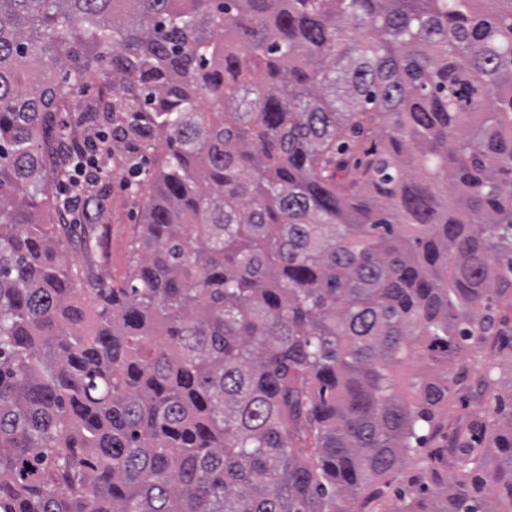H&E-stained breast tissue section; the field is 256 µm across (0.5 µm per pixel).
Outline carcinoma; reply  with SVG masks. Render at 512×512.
I'll return each mask as SVG.
<instances>
[{"mask_svg": "<svg viewBox=\"0 0 512 512\" xmlns=\"http://www.w3.org/2000/svg\"><path fill=\"white\" fill-rule=\"evenodd\" d=\"M98 112L127 279L50 236ZM512 0H0V512H512ZM488 418L446 427L452 370ZM498 460L487 469L488 453ZM149 165L148 159L137 156L126 162L119 176L113 174L112 168V179L89 188L90 198L95 202L104 200L97 212L90 206L92 218L80 211L68 221L60 219L64 224H89L102 233V247L92 255H85L79 243L72 246L73 263L82 266L94 280L112 285L122 281L127 273L136 224L141 223V208L148 191Z\"/></svg>", "mask_w": 512, "mask_h": 512, "instance_id": "cac0c4a2", "label": "carcinoma"}]
</instances>
